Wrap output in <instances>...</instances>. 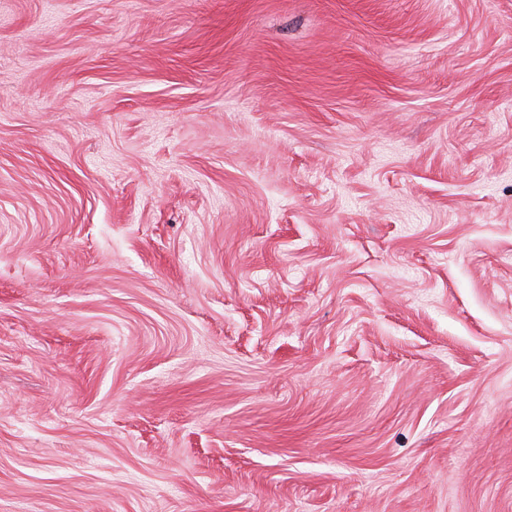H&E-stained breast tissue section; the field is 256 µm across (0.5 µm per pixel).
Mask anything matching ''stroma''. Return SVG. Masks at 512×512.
I'll return each mask as SVG.
<instances>
[{
  "label": "stroma",
  "instance_id": "35a3bbf8",
  "mask_svg": "<svg viewBox=\"0 0 512 512\" xmlns=\"http://www.w3.org/2000/svg\"><path fill=\"white\" fill-rule=\"evenodd\" d=\"M0 512H512V0H0Z\"/></svg>",
  "mask_w": 512,
  "mask_h": 512
}]
</instances>
